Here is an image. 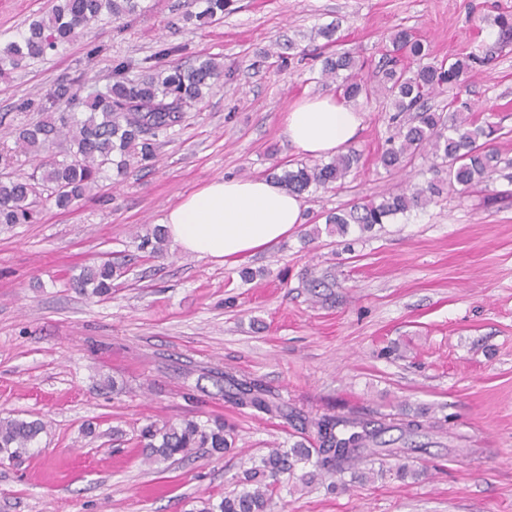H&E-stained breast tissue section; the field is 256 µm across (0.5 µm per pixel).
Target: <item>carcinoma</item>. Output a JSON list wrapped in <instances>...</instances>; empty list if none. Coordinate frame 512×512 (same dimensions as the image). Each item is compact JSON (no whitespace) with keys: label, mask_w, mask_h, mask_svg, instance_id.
Segmentation results:
<instances>
[{"label":"carcinoma","mask_w":512,"mask_h":512,"mask_svg":"<svg viewBox=\"0 0 512 512\" xmlns=\"http://www.w3.org/2000/svg\"><path fill=\"white\" fill-rule=\"evenodd\" d=\"M205 2L204 11L189 13L187 19L221 17L230 5V0ZM142 10V0H59L19 39L0 46V75L76 42L104 13L121 21ZM390 44L382 76L394 110L390 120L396 132L378 162L387 171H403L420 156L430 162L435 178L417 183L407 192L381 194L328 213L325 230L330 236L346 235L353 224L370 229L391 216L425 208L446 189L465 193L489 181L501 163L499 153L488 146L499 131L497 125L474 121L460 112L449 116L445 110L427 105L429 98L445 88L459 86L462 75L480 57L471 53L448 64L429 62L423 40L409 29L393 33ZM362 68L354 53L336 52L323 59L321 78L336 84L346 103H355L372 93L368 81L360 77ZM133 69L139 70V77L128 76ZM223 77V66L213 57L188 68L164 66L150 57L119 63L102 91L85 97L71 83L57 85L40 105L43 112L55 109L57 113L18 129L14 146L0 148V225L33 224L43 202L52 200L56 207L65 209L96 188L107 169L114 167L123 173L153 160L161 140L181 125L186 110L202 103ZM21 156L35 162L32 172H17L15 165ZM359 159L360 154L352 150L324 163H300L283 171L277 180L298 195L312 187L340 188ZM165 246L164 231L159 227L139 244L153 255L163 254ZM125 273L120 263L102 259L83 267L69 286L105 298L112 295L113 281ZM224 383V397L237 406L285 419L293 417L285 404L269 399L254 383L232 376L224 377ZM296 419L313 441L304 439L288 448H273L256 461L254 472L270 482L232 491L218 501L209 497L192 512H271L273 492L284 475L305 485L326 475L342 477L346 473L354 481L413 479L417 472L406 463L407 454L417 448L415 438L433 427L430 422L408 417L374 423L334 415H298ZM44 430L45 424L39 419L0 417V459L16 460L29 454ZM392 430L399 431V437L383 439ZM234 441V427L219 417L150 422L136 435V444L150 465L169 466L201 449L222 455L232 449ZM370 453L382 456L388 466L376 471L359 469ZM309 465L313 470H306Z\"/></svg>","instance_id":"1"}]
</instances>
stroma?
I'll return each instance as SVG.
<instances>
[{"label": "stroma", "instance_id": "1", "mask_svg": "<svg viewBox=\"0 0 512 512\" xmlns=\"http://www.w3.org/2000/svg\"><path fill=\"white\" fill-rule=\"evenodd\" d=\"M57 0H0V45ZM189 0H144L123 24L0 78V131L43 117L55 85L104 86L112 66L170 43L190 66L214 56L224 84L188 109L149 165L107 172L87 197L36 223L0 226V413L42 418L34 455L0 465V512H190L196 498L241 489L254 457L294 441L298 427L224 400L222 373L253 380L304 413L366 419L428 414L437 424L408 462L419 480L353 482L274 496L273 512H512V45L495 19L512 0H233L223 18L186 22ZM334 25L337 50L378 82L384 48L413 30L432 58L477 52L483 64L433 107L467 104L498 125L505 168L467 193H443L383 227L352 230V247L308 239L325 211L406 181L429 180L376 161L393 132L383 96L358 100L361 159L341 190L305 194L303 224L227 266L169 247L139 249L138 234L208 180L292 168L283 135L296 100L335 93L320 81ZM32 101L21 109L22 101ZM102 257L126 275L108 299L69 288ZM113 378L121 394L102 386ZM219 416L236 427L233 453L197 454L166 471L145 465L133 437L151 421ZM122 437H113V429Z\"/></svg>", "mask_w": 512, "mask_h": 512}]
</instances>
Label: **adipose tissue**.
<instances>
[{
    "instance_id": "obj_1",
    "label": "adipose tissue",
    "mask_w": 512,
    "mask_h": 512,
    "mask_svg": "<svg viewBox=\"0 0 512 512\" xmlns=\"http://www.w3.org/2000/svg\"><path fill=\"white\" fill-rule=\"evenodd\" d=\"M363 122L362 112L335 96H308L285 113L283 134L297 153L320 159L343 151ZM302 213L301 198L271 179L217 177L172 206L161 224L180 250L233 265L287 238Z\"/></svg>"
}]
</instances>
